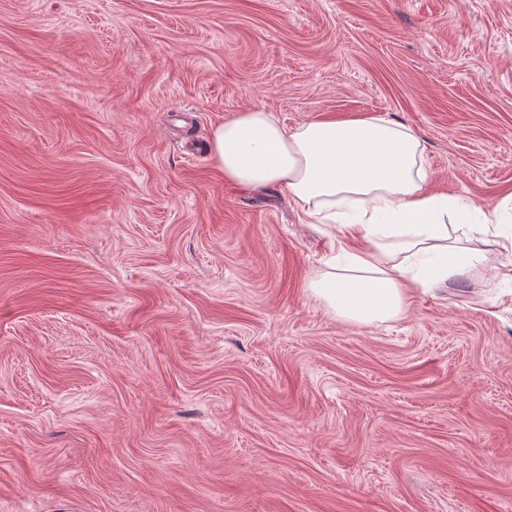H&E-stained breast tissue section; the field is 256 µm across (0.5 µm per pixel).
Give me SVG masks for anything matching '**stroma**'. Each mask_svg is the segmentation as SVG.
Segmentation results:
<instances>
[{"mask_svg": "<svg viewBox=\"0 0 512 512\" xmlns=\"http://www.w3.org/2000/svg\"><path fill=\"white\" fill-rule=\"evenodd\" d=\"M376 115L512 196V0H0V512H512V224L393 319L225 184L236 113Z\"/></svg>", "mask_w": 512, "mask_h": 512, "instance_id": "1", "label": "stroma"}]
</instances>
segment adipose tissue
I'll return each mask as SVG.
<instances>
[{
    "label": "adipose tissue",
    "mask_w": 512,
    "mask_h": 512,
    "mask_svg": "<svg viewBox=\"0 0 512 512\" xmlns=\"http://www.w3.org/2000/svg\"><path fill=\"white\" fill-rule=\"evenodd\" d=\"M208 151L226 182L246 192L286 188L308 217L341 223L333 269L311 289L358 323L395 318L412 289L481 263L479 252L450 242L449 227L512 221L506 207L489 211L425 190L420 138L379 116L291 128L256 108L216 125Z\"/></svg>",
    "instance_id": "obj_1"
}]
</instances>
